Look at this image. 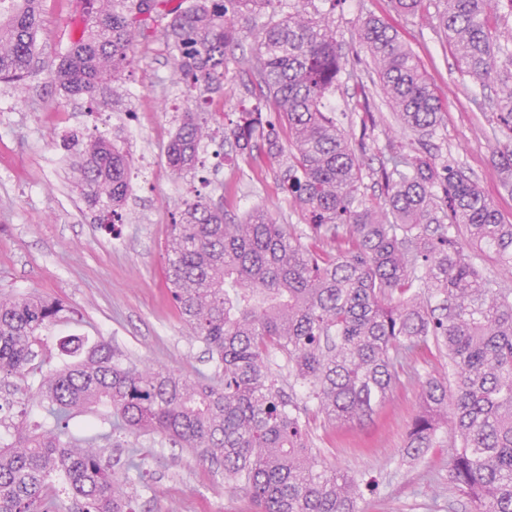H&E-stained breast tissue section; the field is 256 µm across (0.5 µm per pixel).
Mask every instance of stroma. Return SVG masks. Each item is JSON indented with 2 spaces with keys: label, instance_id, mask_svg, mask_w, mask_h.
<instances>
[{
  "label": "stroma",
  "instance_id": "1",
  "mask_svg": "<svg viewBox=\"0 0 512 512\" xmlns=\"http://www.w3.org/2000/svg\"><path fill=\"white\" fill-rule=\"evenodd\" d=\"M75 6V0H42L36 35L42 62L51 63L78 35ZM311 8L329 14L341 47L345 69L333 99L340 127L365 142V195L381 192L374 172L386 142L407 153L417 148L384 102L376 66L359 40L360 23L373 16L397 30L441 99L443 122L429 142L430 153L467 171L503 222L512 224V195L503 190L494 166L499 125L486 103L495 86L457 66L439 31L442 0H426L412 15L398 13L392 0H312ZM287 17V7L275 0L246 21L241 45L227 59L224 93L207 106L221 118L201 155L204 165L184 178L172 173L167 150L192 101L174 79L164 37L139 40L124 72L122 97L113 105L65 97L41 70L23 91L0 82V294L36 293L66 307L43 336L40 370L28 376L29 388L58 367V343L67 336L106 341L138 365L213 375L214 361L183 326L168 296L164 243L183 201L198 196L222 201L234 218L260 208L292 232L305 231L299 208L278 187L277 162H245L224 140L225 117L240 105L274 111V102H258L261 79L248 59L263 30ZM92 136L108 138L131 160L125 219L110 230L73 183L72 141ZM417 408L412 387L395 390L361 423L336 428L311 417V433L326 462L374 480L363 491L359 512H462L448 488V447L430 449L416 462L403 455ZM43 421L35 400L0 390V437ZM133 453L143 461L141 471L127 467ZM105 455L116 477L128 482L133 512H256L249 495L228 488L223 471L197 462L158 434H118Z\"/></svg>",
  "mask_w": 512,
  "mask_h": 512
}]
</instances>
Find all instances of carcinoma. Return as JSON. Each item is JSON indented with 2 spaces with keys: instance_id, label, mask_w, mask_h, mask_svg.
<instances>
[{
  "instance_id": "1",
  "label": "carcinoma",
  "mask_w": 512,
  "mask_h": 512,
  "mask_svg": "<svg viewBox=\"0 0 512 512\" xmlns=\"http://www.w3.org/2000/svg\"><path fill=\"white\" fill-rule=\"evenodd\" d=\"M0 12V81L21 84L36 66L41 0H9ZM83 29L48 66L52 83L90 100L120 81L135 41L162 33L177 82L196 95L168 151L177 176L195 169L224 92V65L240 21L274 0H83ZM440 26L465 73L497 82L506 130L497 166L512 177V30L498 14L512 0H444ZM387 102L419 142L442 123L440 98L397 32L376 18L359 26ZM253 67L278 111L243 108L225 136L246 159L279 162L280 188L299 206L302 237L262 210L243 221L209 199L187 200L165 243V277L182 323L216 362L217 381L128 363L112 346L63 344L72 361L42 380L33 398L51 418L41 433L0 440V512H59L62 480L74 512H125L127 484L98 448L68 441L79 408L113 415L112 433H158L224 471L258 512H359L364 476L325 462L308 427L316 412L338 426L362 421L415 379L419 350L447 371L419 382L404 454L423 458L450 433L448 489L471 512H512V289L477 262L495 256L512 274V224L458 166L432 155L394 156L368 199L364 171L329 96L344 69L336 31L303 0L266 29ZM77 186L106 223L121 221L131 160L106 139L74 140ZM63 306L35 294L0 298V381L34 370L35 346ZM282 356L286 376L276 372Z\"/></svg>"
}]
</instances>
